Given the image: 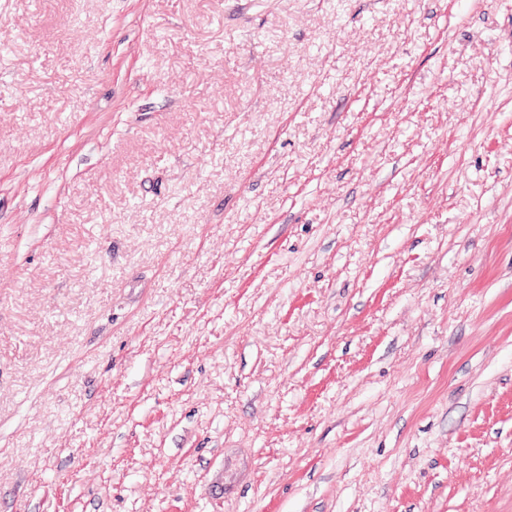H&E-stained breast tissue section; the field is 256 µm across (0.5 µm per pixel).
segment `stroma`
<instances>
[{
	"mask_svg": "<svg viewBox=\"0 0 512 512\" xmlns=\"http://www.w3.org/2000/svg\"><path fill=\"white\" fill-rule=\"evenodd\" d=\"M0 512H512V0H0Z\"/></svg>",
	"mask_w": 512,
	"mask_h": 512,
	"instance_id": "1",
	"label": "stroma"
}]
</instances>
